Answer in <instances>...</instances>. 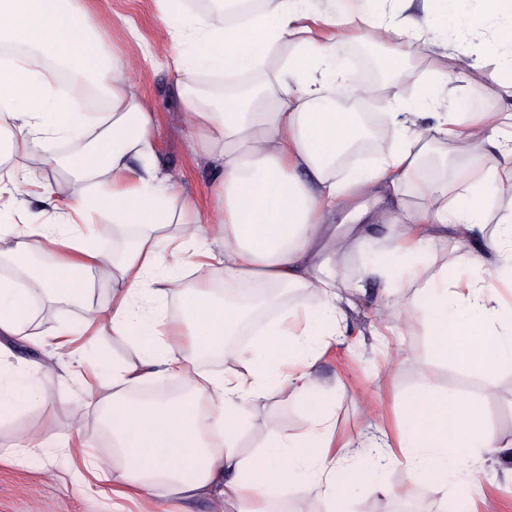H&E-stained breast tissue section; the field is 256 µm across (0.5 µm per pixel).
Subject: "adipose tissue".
I'll use <instances>...</instances> for the list:
<instances>
[{
  "instance_id": "1",
  "label": "adipose tissue",
  "mask_w": 512,
  "mask_h": 512,
  "mask_svg": "<svg viewBox=\"0 0 512 512\" xmlns=\"http://www.w3.org/2000/svg\"><path fill=\"white\" fill-rule=\"evenodd\" d=\"M305 2L259 0L240 18L208 11L193 16L191 33L171 31L173 39L191 41L189 57L175 62L185 87V125L197 150L217 166L213 201L201 214L179 196L169 174L159 173L154 114L134 91L133 60L96 54L98 35L83 0H0V49L23 51L0 64V122L10 126L8 137L0 138V163L41 157L53 142L90 135L83 151L54 159L70 173L66 192L41 184L54 221L34 223L22 212L17 223L0 225V260L15 271L0 277V396L17 394L40 406L50 398L38 365L14 364L3 342L35 336L32 305L42 295L82 309L79 327L55 329L50 350L57 357L91 349L107 331L148 340L153 356L113 366L107 389L89 392L112 439L111 457L38 427L16 442L48 459L65 457L74 477L87 474L105 483V495L207 497L237 512H267L303 471L308 491L327 501L330 512H345L348 472L358 452L335 449L326 408L314 411L302 440L271 420L259 457L244 456L240 442L248 406L270 389L299 399L311 393L317 349L340 335L345 320L336 275L316 257L325 252L339 260L364 247L359 223L371 217L361 202L368 194L387 197L394 217L388 247L364 266V276L389 288L416 285L405 321L425 326L439 356L487 375L512 364V304L500 301L491 283L512 280V216L486 229L496 202L512 201V110L451 109L452 89H429L417 102L418 110L431 114L430 126L422 127L416 112L385 102L379 136L388 141L387 151L374 165L339 175L337 160L366 128L358 113L337 109L332 97L340 89L359 98L376 94L354 78L341 49L364 34L389 45L397 63L432 45L447 47L448 28L436 18L444 0H431L423 15L399 21L373 16L365 0H333L321 33L308 26ZM479 2L469 29H485L492 18L500 24L479 47L451 54L452 70L496 58L492 76L512 98V0ZM283 44L294 45V52L249 94L215 99L195 90L200 68L254 74ZM45 47L53 65L37 64L33 56ZM58 62L68 64L74 80L93 79L105 111L76 113L57 89ZM450 144L464 150L462 163L449 165ZM411 195L422 206L406 204ZM339 208L356 221L336 236L326 224ZM99 209L111 211L114 232L127 236L119 254L79 231ZM166 224L177 225V232L156 236ZM442 231L458 239L481 237L497 257L495 268L486 270L477 254L471 278L449 277L444 267L430 273L424 244ZM38 252L48 255L47 263L35 261ZM186 269L194 276L190 288L183 283ZM218 270L224 275L220 289L213 277ZM99 287L111 291L108 306L93 301ZM170 299L180 302V315L160 314ZM272 305L278 317L250 348L227 347L229 337ZM205 349L223 352L237 371L201 373ZM158 375L175 380L179 395L135 399ZM366 445L376 449L377 466L403 462L414 480L450 469L472 474L497 438L468 400L421 389L407 398L395 437L383 432Z\"/></svg>"
}]
</instances>
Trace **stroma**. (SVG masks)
I'll list each match as a JSON object with an SVG mask.
<instances>
[{"label": "stroma", "instance_id": "1", "mask_svg": "<svg viewBox=\"0 0 512 512\" xmlns=\"http://www.w3.org/2000/svg\"><path fill=\"white\" fill-rule=\"evenodd\" d=\"M101 36L104 52L132 53L140 59L135 81L137 95L146 101L156 116V163L162 170L179 175L180 194L193 201L199 211L212 202L213 164L193 149L183 119L182 95L173 61L181 46L172 42L159 18L157 0H84ZM450 62L432 50L402 63L394 70L395 80L378 84L380 98L410 102L433 85ZM494 66L457 77V102L469 111L497 112L506 102L490 77ZM487 85V93L473 98L469 90ZM388 219L367 225L371 242L364 252L349 255L336 267L339 292L347 298L346 331L323 353L314 368L316 387L305 400L289 394L271 392L254 404L245 420L242 439L245 454L258 453L268 420L299 438L310 430L314 406L327 404L337 441L364 437L377 428L393 427L406 396L424 386L438 392L462 395L476 405L497 434L500 449L482 454L478 460V481L448 479L441 474L437 483L447 484V492H426L424 485L405 482L403 469L394 464L379 473L368 462L358 469L367 478L350 492L349 512H512V365L495 375L485 376L461 365L444 361L432 348L423 326L400 328L403 304L414 296L413 289L399 288L396 301L381 282L360 277L366 260L379 252L388 233ZM478 240L435 239L426 246L428 255L447 263L448 269L465 277L470 273V258ZM389 322L385 337H376L382 322ZM16 353L39 363L42 380L51 389L47 407L16 404L0 420V512H151L154 499L141 496L111 504L102 495V483L80 481L67 475L64 458L38 465L21 458L4 457L3 451L27 429L38 426L64 437L81 432L95 454L112 453V441L95 415L76 423L74 411L88 397L78 379L63 369L39 348L17 344ZM140 350L125 342L101 336L86 354L87 360L101 365L102 379H110L113 363L138 362ZM392 486L396 494L382 493Z\"/></svg>", "mask_w": 512, "mask_h": 512}]
</instances>
